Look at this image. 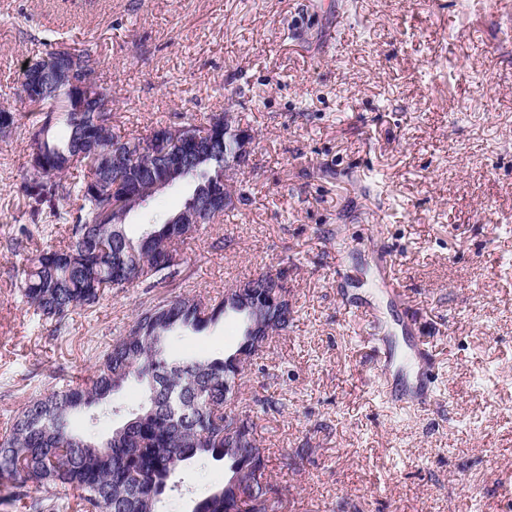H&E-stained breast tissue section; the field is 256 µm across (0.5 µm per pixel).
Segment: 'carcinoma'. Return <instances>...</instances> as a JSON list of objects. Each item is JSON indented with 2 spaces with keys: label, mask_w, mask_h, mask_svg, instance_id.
<instances>
[{
  "label": "carcinoma",
  "mask_w": 512,
  "mask_h": 512,
  "mask_svg": "<svg viewBox=\"0 0 512 512\" xmlns=\"http://www.w3.org/2000/svg\"><path fill=\"white\" fill-rule=\"evenodd\" d=\"M83 63L94 75L84 112L73 110L64 85L27 99L33 153L26 169L27 193L61 202L51 211L64 226L65 243L35 250L22 269L19 289L34 314L67 328L69 315L94 307L110 290L146 283L164 288L187 263L180 245L224 214L219 208L200 224H176L178 214H149L155 194L127 201L112 183L143 182L151 137L168 139L186 133L200 149L181 167L166 174V190H185L189 206L224 187V114L202 126L189 121L157 125L145 135L114 131L111 86L90 48L58 45L33 58L41 62L58 52ZM63 128L66 136L54 137ZM123 143L120 166L112 167V146ZM148 216L149 228L134 240L125 232L132 215ZM40 225L18 227L8 245L20 249L33 240ZM233 313L242 322V342L219 357L170 354L177 330L200 332ZM254 312L229 299L157 297L140 307L125 335L96 357L90 385L47 389L29 396L0 434V484L25 512H160L167 490L183 464L222 462L224 484L195 502L191 512H278L277 489L256 477L267 469L252 411L229 406L236 376L233 361L244 352L251 359L270 348L276 334L288 328L292 314L278 315L259 351L249 346ZM130 380L144 389L141 405L103 434L100 418L114 412L113 394ZM84 414L88 426L70 429L73 416ZM72 491L73 501L57 496Z\"/></svg>",
  "instance_id": "carcinoma-1"
}]
</instances>
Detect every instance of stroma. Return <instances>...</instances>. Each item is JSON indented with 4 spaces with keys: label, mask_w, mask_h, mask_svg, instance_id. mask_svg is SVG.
<instances>
[{
    "label": "stroma",
    "mask_w": 512,
    "mask_h": 512,
    "mask_svg": "<svg viewBox=\"0 0 512 512\" xmlns=\"http://www.w3.org/2000/svg\"><path fill=\"white\" fill-rule=\"evenodd\" d=\"M61 38L95 50L119 132L225 113L251 137L231 208L185 247L167 296L283 272L293 321L249 366L246 402L281 512H512V0H0V108ZM26 122L0 137V424L92 374L152 293L111 291L54 333L21 302ZM402 287L395 298L382 285ZM237 319L174 357L240 344ZM429 403L382 367L412 347ZM191 512L223 464L183 466Z\"/></svg>",
    "instance_id": "stroma-1"
}]
</instances>
